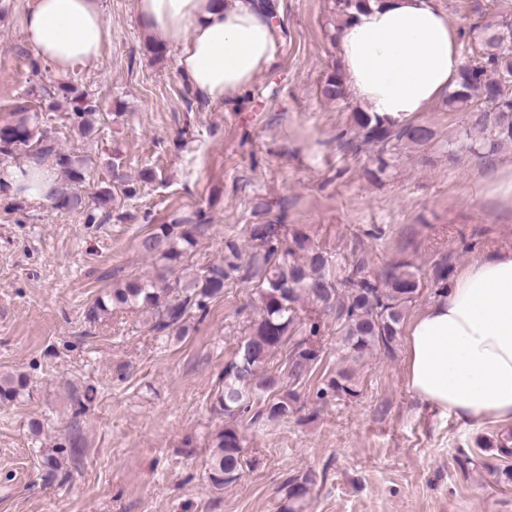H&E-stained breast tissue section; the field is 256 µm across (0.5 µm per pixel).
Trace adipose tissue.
Masks as SVG:
<instances>
[{"label":"adipose tissue","mask_w":512,"mask_h":512,"mask_svg":"<svg viewBox=\"0 0 512 512\" xmlns=\"http://www.w3.org/2000/svg\"><path fill=\"white\" fill-rule=\"evenodd\" d=\"M147 28L179 50L200 97L235 98L276 59L281 32L271 0H136ZM28 42L55 72L94 66L110 37L101 0H35L23 17ZM337 50L347 89L366 109L413 121L452 90L459 31L435 0H370L343 24ZM53 180L0 168V181L30 203ZM405 382L422 401L460 420L512 425V249L474 260L405 331Z\"/></svg>","instance_id":"1"}]
</instances>
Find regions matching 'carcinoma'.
<instances>
[{
  "instance_id": "cac0c4a2",
  "label": "carcinoma",
  "mask_w": 512,
  "mask_h": 512,
  "mask_svg": "<svg viewBox=\"0 0 512 512\" xmlns=\"http://www.w3.org/2000/svg\"><path fill=\"white\" fill-rule=\"evenodd\" d=\"M512 43V19L503 18L486 28L481 37L480 57L462 66L458 82L448 92L451 112L471 113V125L458 138L448 142V155L468 152L491 157L512 149V52L504 49ZM58 90L70 98L71 115L79 134L88 139L97 133L93 115L94 102L75 88L62 83ZM341 69L328 76L323 93L332 100L345 95ZM355 131L378 152L377 170L385 171L386 156L403 147L420 149L434 138L433 130L417 122L397 123L384 117L358 110L353 113ZM21 151L32 164L52 158L60 173L46 192V200L59 210L84 213L87 223L95 222L94 211L105 210L112 203V186L104 184L90 198L81 194L77 184L86 178L92 161L58 148L39 134L33 116L17 112L14 119L0 124V160ZM199 225L183 220L176 224H160L138 240L140 251L163 262L167 271L181 266L196 243ZM250 239L253 250L247 266H242L243 250L231 239L224 242V260L209 265L202 276L186 283L178 295L160 288L151 279H128L100 296L89 307L87 316L99 318L114 308L134 307L146 314L152 330L168 336L181 335L191 312L205 313L209 301L224 294V286L241 269L259 277V315L252 322L243 346L233 361L224 367V386L216 402L228 420L213 433L207 460L208 479L217 489L237 482L243 473V436L236 419L252 413L257 420H285L296 413L299 393L284 389L281 373L268 370L276 351L289 348L286 374L292 382L308 378L321 356L317 337L318 318L302 321L298 307L310 303L321 312L334 315L346 358L357 361L374 350L391 351L401 335L409 304L419 292L416 275L401 266L392 268L383 283L364 271L359 260L352 276L332 277L327 253L302 233L292 237L291 245L281 248V225L255 224ZM29 376L16 373L0 376V405L6 406L28 394ZM354 399L359 390L352 375L341 370L323 383L316 392L318 399L328 396ZM316 482L313 473L289 477L282 485L279 512H300L310 498Z\"/></svg>"
}]
</instances>
